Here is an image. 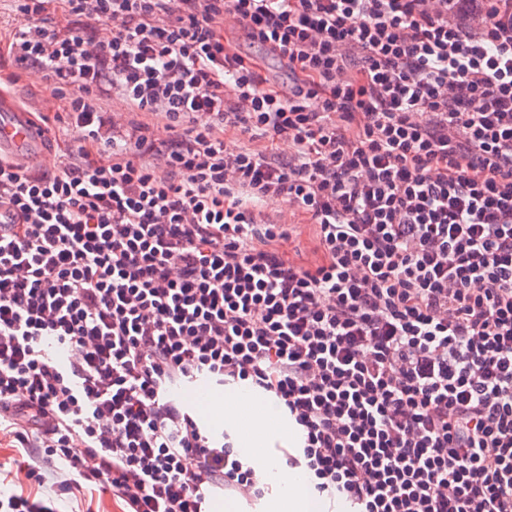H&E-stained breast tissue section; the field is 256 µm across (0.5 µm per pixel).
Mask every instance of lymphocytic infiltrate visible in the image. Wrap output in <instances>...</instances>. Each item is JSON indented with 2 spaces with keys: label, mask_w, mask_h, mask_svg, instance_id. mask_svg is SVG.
Segmentation results:
<instances>
[{
  "label": "lymphocytic infiltrate",
  "mask_w": 512,
  "mask_h": 512,
  "mask_svg": "<svg viewBox=\"0 0 512 512\" xmlns=\"http://www.w3.org/2000/svg\"><path fill=\"white\" fill-rule=\"evenodd\" d=\"M12 2L7 53L73 139L51 172L0 156L21 470L119 512L258 505L176 395L204 379L274 401L335 512H512V0ZM295 222H299V224L288 226L292 234L291 248L295 249L296 247L303 255L311 257L312 250L316 245L314 227L306 224V220L301 218Z\"/></svg>",
  "instance_id": "1"
}]
</instances>
